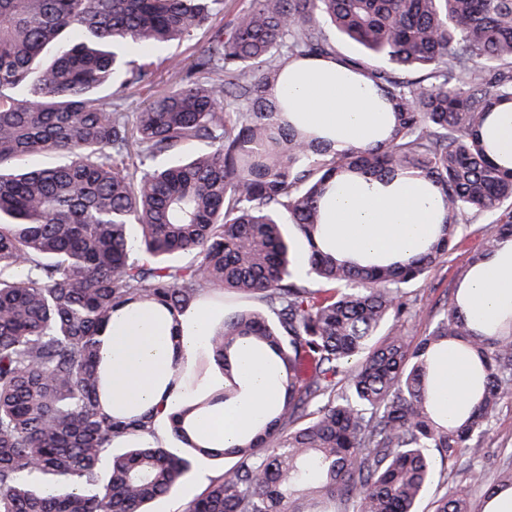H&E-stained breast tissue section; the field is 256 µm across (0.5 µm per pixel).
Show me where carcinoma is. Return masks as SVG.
I'll return each mask as SVG.
<instances>
[{
  "label": "carcinoma",
  "instance_id": "carcinoma-1",
  "mask_svg": "<svg viewBox=\"0 0 512 512\" xmlns=\"http://www.w3.org/2000/svg\"><path fill=\"white\" fill-rule=\"evenodd\" d=\"M222 5L0 0V512H145L199 461L224 458L236 463L185 512H419L428 497L429 512H472L448 490V462L480 448L512 389V319L489 331L456 292L418 342L402 322L406 287L463 225L488 224L473 269L512 239V156L490 134L512 109V0H251L202 47L195 77L132 116L107 109L151 79L131 55L192 37ZM313 60L371 87L387 115L371 140H337L290 111L284 70ZM194 141L209 150L184 153ZM40 153L62 161L23 164ZM402 180L438 205L420 251L354 258L323 243L335 186ZM207 291L259 300L207 339L224 387L168 406L192 381L176 365L157 406L112 412L113 314L150 308L179 333ZM242 342L282 390L225 448L197 420L242 388ZM450 346L474 380L451 422L433 404ZM162 425L181 447L163 446ZM470 481L489 500L512 488V466Z\"/></svg>",
  "mask_w": 512,
  "mask_h": 512
}]
</instances>
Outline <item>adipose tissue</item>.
Returning a JSON list of instances; mask_svg holds the SVG:
<instances>
[{"label":"adipose tissue","instance_id":"1","mask_svg":"<svg viewBox=\"0 0 512 512\" xmlns=\"http://www.w3.org/2000/svg\"><path fill=\"white\" fill-rule=\"evenodd\" d=\"M283 92L290 109L304 125L326 130L341 140H367L382 120L372 93L362 80L334 63L312 62L287 68ZM435 205L418 185L397 182L343 186L334 192L324 231L346 255L412 254L431 231ZM469 311L481 323L494 326L512 316V242L486 259L466 285ZM172 323L146 311L115 313L104 347L106 367L117 386L105 399L116 411L130 412L160 402V384L174 363L191 365L197 349L211 332L207 311L186 315L180 337ZM246 393L230 405H215L203 426L218 442L231 446L249 434L258 416L278 397L266 361L247 357L242 366ZM470 362L456 350L441 355L436 381V406L458 415L471 398Z\"/></svg>","mask_w":512,"mask_h":512}]
</instances>
